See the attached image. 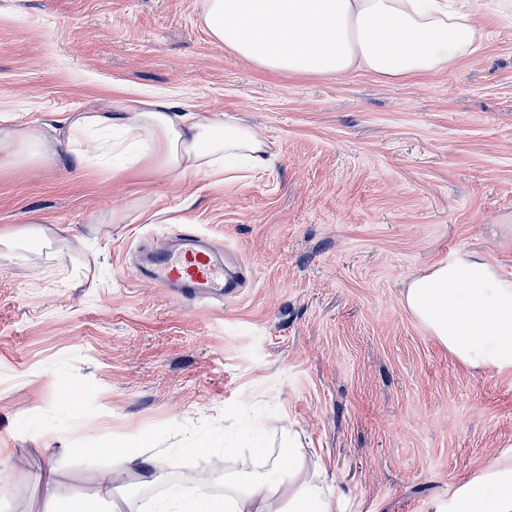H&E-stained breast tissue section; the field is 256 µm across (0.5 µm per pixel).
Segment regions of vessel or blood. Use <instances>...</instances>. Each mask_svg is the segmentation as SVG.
<instances>
[{
	"label": "vessel or blood",
	"mask_w": 512,
	"mask_h": 512,
	"mask_svg": "<svg viewBox=\"0 0 512 512\" xmlns=\"http://www.w3.org/2000/svg\"><path fill=\"white\" fill-rule=\"evenodd\" d=\"M149 281L192 301L223 295L231 277L216 248L189 228L153 253Z\"/></svg>",
	"instance_id": "vessel-or-blood-1"
}]
</instances>
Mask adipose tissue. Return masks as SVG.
Returning <instances> with one entry per match:
<instances>
[{
	"instance_id": "1",
	"label": "adipose tissue",
	"mask_w": 512,
	"mask_h": 512,
	"mask_svg": "<svg viewBox=\"0 0 512 512\" xmlns=\"http://www.w3.org/2000/svg\"><path fill=\"white\" fill-rule=\"evenodd\" d=\"M200 22L213 42L263 70L325 76L363 70L390 81L446 71L480 37L469 15L449 10L444 0H202ZM64 151L82 167L120 157L130 172L149 166L176 177H215L235 158L264 168L269 145L235 116L188 112L165 98L77 109L57 128L0 115V169L32 161L46 167ZM402 300L460 363L512 366V351L503 347L512 340V285L480 254H452L413 278ZM299 446L298 434L289 432L287 457L257 450L252 474L225 478L223 497L182 492L162 499L158 512H345L343 493ZM121 455L117 480L71 500L67 512L114 503L127 483L156 482L151 458L126 448ZM113 512L121 506L114 503ZM447 512H512V459L496 458L462 482Z\"/></svg>"
}]
</instances>
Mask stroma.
Segmentation results:
<instances>
[{
	"instance_id": "1",
	"label": "stroma",
	"mask_w": 512,
	"mask_h": 512,
	"mask_svg": "<svg viewBox=\"0 0 512 512\" xmlns=\"http://www.w3.org/2000/svg\"><path fill=\"white\" fill-rule=\"evenodd\" d=\"M202 0H0V114L54 125L163 96L259 128L238 180L49 167L0 171V512H40L26 472L55 449V499L149 449L159 477L125 512L280 453L292 426L346 512H438L512 456V367L475 370L408 313L405 284L456 251L512 284V0H467L483 37L446 72L389 82L273 73L201 26ZM124 211L123 224L107 223ZM180 224L223 250V297L143 281ZM92 449L89 457L76 456Z\"/></svg>"
}]
</instances>
